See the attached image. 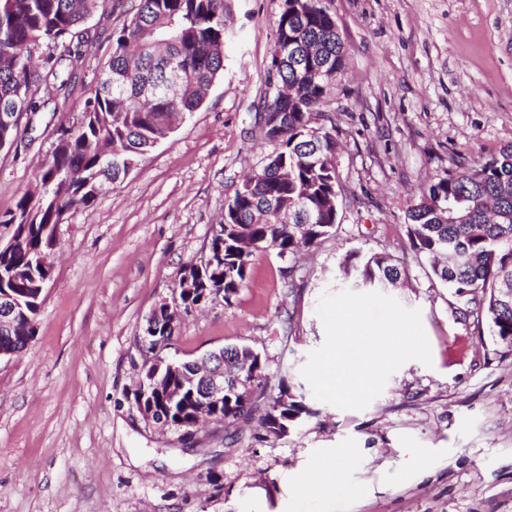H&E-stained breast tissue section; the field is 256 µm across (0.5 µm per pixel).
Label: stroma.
Masks as SVG:
<instances>
[{"mask_svg":"<svg viewBox=\"0 0 512 512\" xmlns=\"http://www.w3.org/2000/svg\"><path fill=\"white\" fill-rule=\"evenodd\" d=\"M127 2L88 20L98 39L70 94L25 116L0 151V214L95 87ZM227 5L224 72L202 107L59 227L35 338L0 361V512H512V356H500L488 322L456 319L451 290L410 248L408 220L457 154L512 145V0H329L347 55L312 124L336 138L335 228L300 253L258 255L233 304L187 315L169 350L187 361L250 347L268 396L287 380L313 417L281 439H262L254 420L188 439L147 425L129 401L146 316L172 299L226 201L274 150L260 106L282 0ZM351 253L403 267L402 287L386 293L420 309L432 356L405 363L362 410L317 401L301 375L325 340L321 295L351 286ZM327 448L355 449L344 469L360 496L294 498L289 477ZM418 449L429 471L411 467Z\"/></svg>","mask_w":512,"mask_h":512,"instance_id":"35a3bbf8","label":"stroma"}]
</instances>
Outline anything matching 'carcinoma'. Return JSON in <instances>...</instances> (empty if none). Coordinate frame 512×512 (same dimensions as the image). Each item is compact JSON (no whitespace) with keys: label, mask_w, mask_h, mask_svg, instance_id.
Returning a JSON list of instances; mask_svg holds the SVG:
<instances>
[{"label":"carcinoma","mask_w":512,"mask_h":512,"mask_svg":"<svg viewBox=\"0 0 512 512\" xmlns=\"http://www.w3.org/2000/svg\"><path fill=\"white\" fill-rule=\"evenodd\" d=\"M106 8V0H0V107L25 102V114L40 111L55 94L68 91L82 67L90 40L83 24ZM224 0H138L129 22L112 30V53L96 86L78 105L35 175L39 192H25L0 224L14 225L19 242L0 254V292L18 299L20 320L36 333L39 314L31 299L52 276L40 256L55 247L50 226L78 207L89 208L112 184L125 178L127 162H138L173 130L179 115L204 103L224 71ZM322 48L289 60L288 40ZM342 36L326 0H283L269 66L276 89L264 104L273 126L263 139L275 152L235 190L224 208L225 225L212 229L216 265L206 288L232 305L245 287L259 253L283 258L332 233L337 220V177L332 134L311 126L325 103L326 88L346 58ZM463 203V217L441 221L433 205ZM410 247L433 259L432 273L451 288L463 318H486L501 356L512 355V146L480 161L460 157L457 169L430 183L408 211ZM353 286L384 288L401 279L384 253L344 260ZM242 356L243 380L262 395L263 366L245 346L225 347ZM273 401L280 426L294 429L313 415L304 394L286 381ZM254 405L240 403L229 389L216 421L248 419ZM166 416L188 425L191 412L176 403Z\"/></svg>","instance_id":"obj_1"}]
</instances>
